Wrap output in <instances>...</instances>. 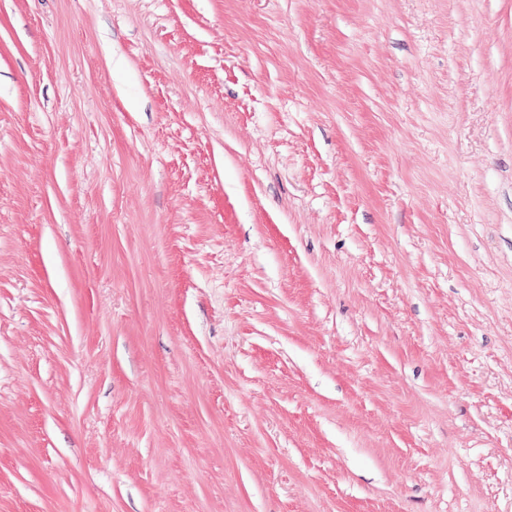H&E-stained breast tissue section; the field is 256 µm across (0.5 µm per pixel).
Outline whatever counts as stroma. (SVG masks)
<instances>
[{
  "instance_id": "obj_1",
  "label": "stroma",
  "mask_w": 512,
  "mask_h": 512,
  "mask_svg": "<svg viewBox=\"0 0 512 512\" xmlns=\"http://www.w3.org/2000/svg\"><path fill=\"white\" fill-rule=\"evenodd\" d=\"M0 512H512V0H0Z\"/></svg>"
}]
</instances>
